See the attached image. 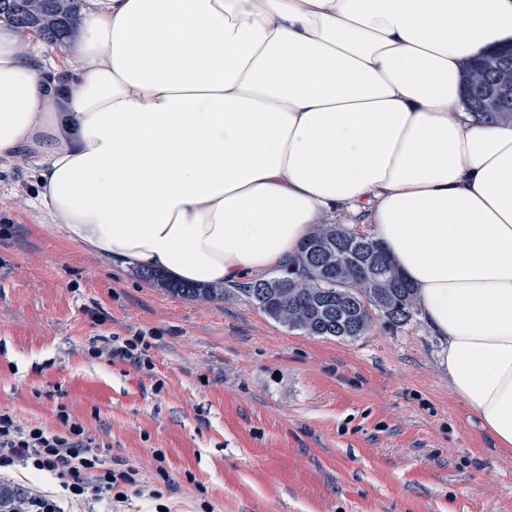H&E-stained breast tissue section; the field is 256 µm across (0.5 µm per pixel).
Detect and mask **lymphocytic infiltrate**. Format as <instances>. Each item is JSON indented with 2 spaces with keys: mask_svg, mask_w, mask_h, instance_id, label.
Segmentation results:
<instances>
[{
  "mask_svg": "<svg viewBox=\"0 0 512 512\" xmlns=\"http://www.w3.org/2000/svg\"><path fill=\"white\" fill-rule=\"evenodd\" d=\"M56 417L60 427L51 430L0 412V503L8 512H127L131 488L163 500L165 469L157 471L159 486L141 490L138 470L108 465L66 406Z\"/></svg>",
  "mask_w": 512,
  "mask_h": 512,
  "instance_id": "lymphocytic-infiltrate-1",
  "label": "lymphocytic infiltrate"
}]
</instances>
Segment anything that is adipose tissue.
Returning a JSON list of instances; mask_svg holds the SVG:
<instances>
[{"mask_svg":"<svg viewBox=\"0 0 512 512\" xmlns=\"http://www.w3.org/2000/svg\"><path fill=\"white\" fill-rule=\"evenodd\" d=\"M65 96L0 28V162L106 259L220 285L367 216L416 288L448 388L512 452V121L461 67L512 43V0H85Z\"/></svg>","mask_w":512,"mask_h":512,"instance_id":"1","label":"adipose tissue"}]
</instances>
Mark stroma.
<instances>
[{
	"mask_svg": "<svg viewBox=\"0 0 512 512\" xmlns=\"http://www.w3.org/2000/svg\"><path fill=\"white\" fill-rule=\"evenodd\" d=\"M33 169H0V411L54 429L67 406L107 459L148 483L165 466L172 512L202 488L215 512H512V453L449 392L421 316L341 340L171 294L43 224ZM140 330L149 368L90 357Z\"/></svg>",
	"mask_w": 512,
	"mask_h": 512,
	"instance_id": "1",
	"label": "stroma"
}]
</instances>
